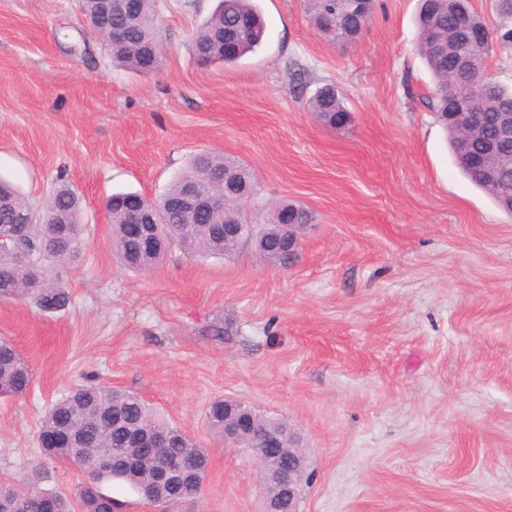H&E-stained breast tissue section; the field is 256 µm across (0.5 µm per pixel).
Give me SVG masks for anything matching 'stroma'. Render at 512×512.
<instances>
[{
	"mask_svg": "<svg viewBox=\"0 0 512 512\" xmlns=\"http://www.w3.org/2000/svg\"><path fill=\"white\" fill-rule=\"evenodd\" d=\"M217 3L157 0L164 52L143 74L113 62L78 0H0V178L36 209L67 180L86 226L77 257L48 267L67 307L0 298V338L33 372L0 397V483L83 481L38 431L95 383L208 450L200 497L176 512L261 508L257 464L208 426L222 398L297 430L313 474L300 512H512V215L456 167L428 104L418 0H378L351 45L324 39L303 0H257L260 48L202 69L188 42ZM326 83L345 128L308 109ZM202 151L254 171L252 223L285 199L315 212L292 267L251 243L119 262L107 197L157 198Z\"/></svg>",
	"mask_w": 512,
	"mask_h": 512,
	"instance_id": "obj_1",
	"label": "stroma"
}]
</instances>
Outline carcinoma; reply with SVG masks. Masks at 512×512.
Wrapping results in <instances>:
<instances>
[{
    "instance_id": "obj_1",
    "label": "carcinoma",
    "mask_w": 512,
    "mask_h": 512,
    "mask_svg": "<svg viewBox=\"0 0 512 512\" xmlns=\"http://www.w3.org/2000/svg\"><path fill=\"white\" fill-rule=\"evenodd\" d=\"M376 0H365L364 11L351 10L349 0H305L309 17L318 32L333 44H348L358 39L364 26L375 10ZM464 15L478 26L485 25L482 17L473 9L469 0H420L417 16L418 51L434 77V87L429 100L450 136L451 148H457L458 126L448 120V105L457 103V112H480L483 115L480 137L471 145L477 152L486 140L497 135L496 116L512 112V86L496 81L490 86L480 82L486 73V57L491 47H478L471 43L462 45L456 34L459 16ZM112 25L125 29L126 40L112 47V55L120 65L144 71L145 51L152 48L161 51L157 27V0H119L112 12ZM265 33L264 23L254 0H220L219 8L194 32L191 49L195 59H204V65L232 64L257 48ZM455 51L468 61L470 83L458 82L447 71L444 54ZM309 107L325 125L341 129L351 120L350 112L336 86L324 84L310 97ZM458 168L477 187L497 200L504 193L512 192V168L501 171L498 179L490 183L479 176L475 166L458 165ZM227 171L236 175L239 188L254 187V175L241 160L213 152L195 155L187 169L170 185L157 200L150 203L152 215L157 221V240L149 254L152 264H157L172 245H177L193 256H229L238 246L224 245V238L206 233L213 218L207 212L192 213L191 221L175 214L171 201L181 197L194 184H202L207 190H224L221 182L204 178L208 172ZM131 197L129 193H117L107 199V212L115 253L124 266H129L131 248L124 224L125 212L116 203ZM0 226L14 224V217L30 206L8 183L0 181ZM278 206L289 212L295 224H313L314 212L306 205L284 200ZM62 213L66 223L57 224L54 215ZM35 223L26 227L25 242L38 263L30 268L19 265V257L10 241L0 240V297H28L41 310L54 312L69 302V293L53 279L46 277L44 262L65 263L77 250L84 225L81 224V197L76 189L61 183L53 191L47 206L34 214ZM33 373L29 363L10 341L0 338V394L24 396L32 383ZM233 410L237 419L252 417V409L241 403L226 406L224 400L213 401L207 411L209 427L224 435V413ZM166 431L172 434L171 443L158 449L153 459L140 470L131 471L118 466L99 470L96 457L111 448H123L130 456L138 448L129 442L145 431ZM82 433L81 454L77 455L65 445L44 449L52 459L77 466L86 477L70 494L54 492L58 500V512H102L108 500L101 491L107 480H120L128 484L140 496H145L144 485L151 468L168 458L188 463L190 474L205 472L210 464L207 449L182 430L172 426L138 394L112 387L85 385L72 388L68 394L54 403L41 421L39 433L67 435ZM44 490L36 482L20 490L16 497L15 512H42L41 494Z\"/></svg>"
}]
</instances>
